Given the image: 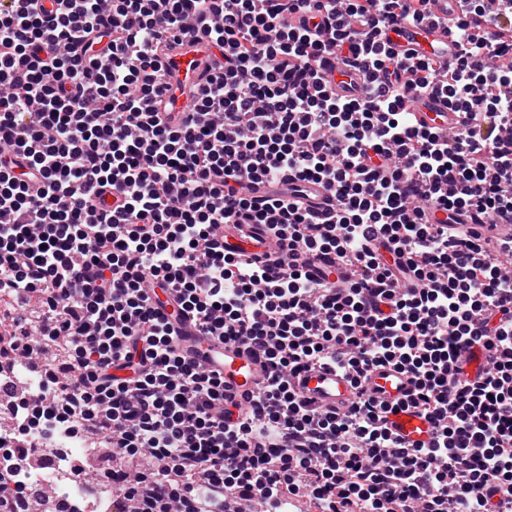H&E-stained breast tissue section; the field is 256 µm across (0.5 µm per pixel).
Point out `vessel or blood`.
Listing matches in <instances>:
<instances>
[{
	"label": "vessel or blood",
	"instance_id": "obj_1",
	"mask_svg": "<svg viewBox=\"0 0 512 512\" xmlns=\"http://www.w3.org/2000/svg\"><path fill=\"white\" fill-rule=\"evenodd\" d=\"M396 41L400 53L412 49L437 45L441 47V62L451 60L456 46L443 27L424 24L418 27L406 26ZM210 45L206 36L196 35L181 45L172 57L173 70L179 77L196 82L204 75L209 61ZM411 108L419 124L426 127L452 129L462 121L461 113L450 109L440 98L424 97L415 100ZM182 322L184 339L179 353L186 360L219 370L224 376V395L234 403H244L264 374L263 361L242 348L231 347L219 342L198 343L190 322ZM367 386L379 400L392 404L402 400L409 388L408 378L398 369L385 366L374 370L368 377ZM297 391L317 405L336 407L347 404L353 393L350 380L343 372L333 368L316 369L304 373L296 384ZM396 429L405 441L421 443L430 437V425L421 416L405 412L395 416Z\"/></svg>",
	"mask_w": 512,
	"mask_h": 512
}]
</instances>
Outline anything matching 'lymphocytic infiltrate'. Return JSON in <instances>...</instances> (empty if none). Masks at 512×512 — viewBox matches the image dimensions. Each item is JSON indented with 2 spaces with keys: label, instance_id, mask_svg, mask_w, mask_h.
<instances>
[{
  "label": "lymphocytic infiltrate",
  "instance_id": "obj_1",
  "mask_svg": "<svg viewBox=\"0 0 512 512\" xmlns=\"http://www.w3.org/2000/svg\"><path fill=\"white\" fill-rule=\"evenodd\" d=\"M428 2L0 0V352L59 351L17 401L111 448L116 512H512V240L472 231L512 224V0H449L445 66L384 39ZM198 33L223 63L161 111L162 56ZM425 96L466 121L418 125ZM229 224L276 252L225 249ZM149 279L262 353L247 410L180 356ZM385 365L412 383L395 406L364 388ZM326 366L348 407L299 398ZM409 408L429 443L397 436Z\"/></svg>",
  "mask_w": 512,
  "mask_h": 512
}]
</instances>
